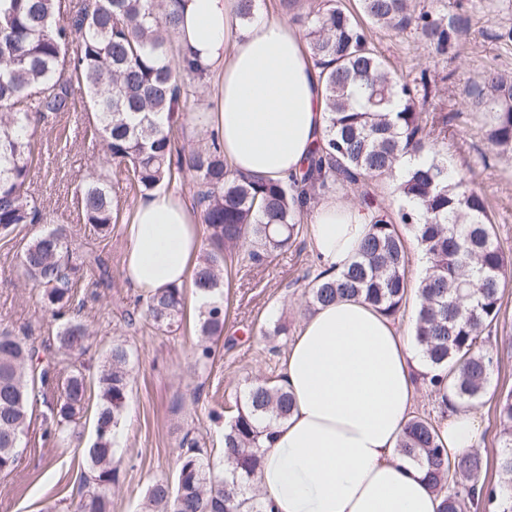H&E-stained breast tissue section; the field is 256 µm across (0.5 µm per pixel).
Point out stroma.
<instances>
[{
  "label": "stroma",
  "instance_id": "35a3bbf8",
  "mask_svg": "<svg viewBox=\"0 0 512 512\" xmlns=\"http://www.w3.org/2000/svg\"><path fill=\"white\" fill-rule=\"evenodd\" d=\"M471 15L467 50L459 57L437 54L413 30L389 32L370 28V36L389 69L407 80L427 76L441 97L437 113L449 117L450 137L442 144L453 170L465 172L484 193L496 237L512 257V156L498 154L485 138L483 119L473 116L465 125L452 121L463 90L480 83L486 70L512 75V46L494 39L497 30L512 27V0H463ZM87 115L70 112L47 122L41 131L43 162L31 174L30 190L50 211L54 226L64 227L73 252L99 256L109 274V287L95 288L80 280L77 301L91 334V346L82 360L89 378L85 411L76 427L79 439L44 437L41 414H34L25 449L9 473H0V512H76L84 469L82 450L95 438L98 406L97 369L114 341L130 348L132 378L128 406L116 438L120 462L112 489L111 512H139L152 481H175V457L184 437L197 438L208 457L219 460L224 448V424L244 402L247 386L257 380L277 381L300 324L308 315L307 284L322 266L310 247L308 232L293 245L258 260L240 254L232 265L224 291L227 316L224 335L208 363H197L195 349L198 312L185 308L179 330L155 329L134 317L138 292L124 276L128 226L136 195L125 188L120 164L108 171L118 218L110 234H96L77 208L76 188L91 170L98 146L85 138ZM374 197L388 215H397L404 201L393 180L380 178L340 190V197ZM35 226L19 225L0 239V324L28 337L48 355H64L50 342L60 326L42 306L37 290L20 277L19 253ZM501 312L488 344L495 358L485 393L472 411L482 429L479 452L488 482L498 480L500 425L497 401L512 390V267L503 280ZM287 335H269L275 324Z\"/></svg>",
  "mask_w": 512,
  "mask_h": 512
}]
</instances>
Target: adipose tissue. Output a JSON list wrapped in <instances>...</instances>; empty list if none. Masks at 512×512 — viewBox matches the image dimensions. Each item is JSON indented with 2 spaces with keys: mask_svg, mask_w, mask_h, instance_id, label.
Returning <instances> with one entry per match:
<instances>
[{
  "mask_svg": "<svg viewBox=\"0 0 512 512\" xmlns=\"http://www.w3.org/2000/svg\"><path fill=\"white\" fill-rule=\"evenodd\" d=\"M212 75L216 109L204 118L232 170L298 175L325 127L321 69L302 32L237 0H184L177 37ZM310 242L329 273L343 270L371 213L344 198L312 206ZM200 213L180 194L140 198L129 226L125 277L141 294L184 286L202 249ZM413 349L391 318L360 299L317 307L290 344L280 386L295 408L263 451L257 485L265 512H438L421 467L398 448L410 418ZM482 429L466 409L440 436L449 456L476 448Z\"/></svg>",
  "mask_w": 512,
  "mask_h": 512,
  "instance_id": "obj_1",
  "label": "adipose tissue"
}]
</instances>
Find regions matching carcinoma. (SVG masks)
Returning a JSON list of instances; mask_svg holds the SVG:
<instances>
[{"mask_svg": "<svg viewBox=\"0 0 512 512\" xmlns=\"http://www.w3.org/2000/svg\"><path fill=\"white\" fill-rule=\"evenodd\" d=\"M359 2L373 26L413 29L441 54L465 50L470 17L461 2L452 14L417 12L410 0ZM179 22V0H0V236L21 224L47 223L28 192L30 172L43 158L41 127L48 117L74 112L83 103L87 134L103 154L80 185L78 207L98 233L109 232L117 220L107 176L114 161L124 165L127 185L142 196L173 183L193 190L207 235L192 286L209 297L199 311L196 358L207 362L224 332V272L240 249H248L251 259L282 251L296 240L320 192L398 176V191L407 201L398 222L377 216L344 270L322 271L311 280L310 303L361 298L392 319L414 290V339L426 361L424 377L448 389L452 409L477 403L494 367L484 343L497 324L501 280L512 260L495 239L485 197L462 176L448 181L447 163L434 152L448 128L446 118L418 107L431 97L428 81L409 83L392 75L368 29L336 0H326L305 25L308 46L322 67L324 138L299 179L244 176L229 169L212 133L196 148L178 146L176 132L196 94L185 78L202 85L208 76L190 50L175 45ZM472 112L485 113L486 139L499 153L511 154L512 78L488 69L483 83L465 90L453 119ZM427 152L425 166L397 172L402 156ZM400 224L413 231L429 258L418 282L407 276ZM20 263L42 303L63 321L58 348L73 357L83 354L89 331L74 304V288L88 275L97 288L109 285L101 260L74 255L66 234L56 229L28 240ZM183 310L179 287L144 301L146 319L158 330L172 331ZM129 361L127 348L114 344L99 365L96 437L85 455L90 475L79 488L78 512H110L108 490L119 473L114 439L127 408ZM85 371L84 363L74 361L58 384L54 364H42L34 346L0 327V473L15 469L38 402L47 404L58 431L82 417ZM293 408L285 389L251 383L244 405L224 425L222 476L191 439L177 455L175 484H150L143 512H264L251 480L273 424ZM497 411L503 452L495 484L486 482L479 453L451 458L430 420H408L401 452L424 469L441 498L439 512H480L490 505L512 512L511 390L500 396Z\"/></svg>", "mask_w": 512, "mask_h": 512, "instance_id": "1", "label": "carcinoma"}]
</instances>
